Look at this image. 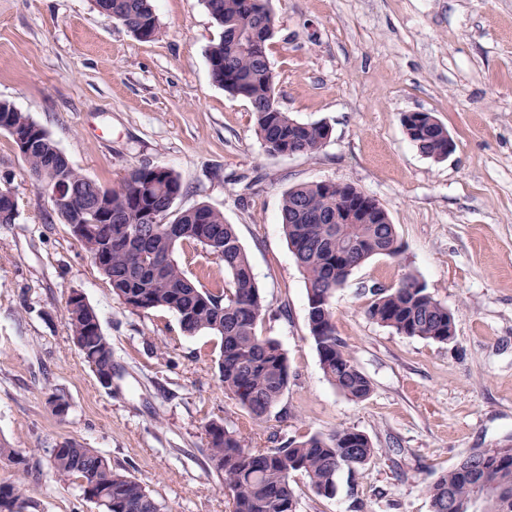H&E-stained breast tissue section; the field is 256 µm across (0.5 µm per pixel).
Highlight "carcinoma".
<instances>
[{"instance_id":"cac0c4a2","label":"carcinoma","mask_w":512,"mask_h":512,"mask_svg":"<svg viewBox=\"0 0 512 512\" xmlns=\"http://www.w3.org/2000/svg\"><path fill=\"white\" fill-rule=\"evenodd\" d=\"M221 30L218 41L206 51L213 81L233 97L246 100L255 119L256 134L264 150L273 155H311L328 140L330 127L321 123H300L282 111L275 97L276 74L267 44L270 37L252 52L233 42L237 30L267 32L273 16L265 8L269 0H203ZM112 19L132 36L149 42L160 34L154 0H112ZM17 125L30 130L32 139L22 158L34 174L48 171L67 180L76 194V208L61 211L63 223L94 224L93 206L102 203L111 212L112 230L126 227L123 238L104 229L83 241L88 253L99 251L106 263L99 272L108 279L112 293L126 306L141 312L158 308L174 312L181 330L193 335L209 331L221 339L217 362L218 377L230 395L256 420L267 419L288 387L286 352L274 338L257 332L265 315L264 300L257 286L247 253L233 225L224 214L200 203L172 213L166 201L183 192L179 175L163 165L131 170L119 184L106 188L76 172L65 154L47 132L13 103L0 100V131ZM415 126L409 140L426 157L444 153L447 141L433 140ZM345 188L320 181L298 184L284 192L280 207L283 234L301 269L307 290L308 326L326 379L348 399H367L370 380L354 362L346 344L336 333L333 298L345 287L353 270L366 261L402 254L394 224L384 221L378 201L368 202L366 224H338ZM144 210L157 214L158 223L140 219ZM199 245L224 265L230 281L224 288H207L190 276L175 259L176 246ZM372 300L366 313L376 323L398 334L438 343L449 336L448 307L438 302L414 274L405 275L389 288L370 290ZM98 320L90 304L79 306L67 316L72 335L80 337L82 357L103 370L112 366V343L102 329H88L84 317ZM217 429L206 431L207 459L228 492L230 512H296L293 475L306 478L315 494L331 497L336 492V475L343 469L357 471L374 457L369 437L352 428L329 434L291 437L271 449H255L245 444L234 429L209 423ZM469 466H453L429 487L432 512H448V497L463 505L470 501L476 474L498 482L512 512V437L494 448H474ZM0 458L17 471L28 472L27 456L10 448H0ZM50 467L57 478L80 480L81 491H106L112 512H167L134 476L112 468L100 451L69 439L51 449ZM30 507L21 481L0 482V512H12L10 505Z\"/></svg>"}]
</instances>
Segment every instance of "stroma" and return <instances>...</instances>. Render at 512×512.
Listing matches in <instances>:
<instances>
[{
  "label": "stroma",
  "instance_id": "1",
  "mask_svg": "<svg viewBox=\"0 0 512 512\" xmlns=\"http://www.w3.org/2000/svg\"><path fill=\"white\" fill-rule=\"evenodd\" d=\"M268 58L282 111L325 123L313 155L267 154L248 102L216 85L207 47L220 30L203 0H155L161 33L136 40L94 0H0V100L40 125L83 176L110 187L132 169L179 174L180 211L200 203L235 225L266 308L258 326L288 356V387L256 422L218 380L221 341L182 332L166 309L138 312L112 293L0 132L15 223L0 224V446L27 455L29 512H99L78 481H56L51 448L75 439L128 470L172 512H229L208 467L205 426L252 448L278 438L365 433L375 459L341 470L336 493L294 475L297 512H432L429 485L470 449L512 436V0H272ZM427 111L455 140L423 156L401 124ZM350 183L387 210L399 258L356 268L333 306L336 332L372 392L347 399L324 377L304 277L279 221L301 183ZM205 286L224 266L181 244ZM414 273L455 315L456 338L400 335L371 320L366 288ZM82 292L115 353L103 389L71 340L66 305ZM68 402L54 414L50 395Z\"/></svg>",
  "mask_w": 512,
  "mask_h": 512
}]
</instances>
